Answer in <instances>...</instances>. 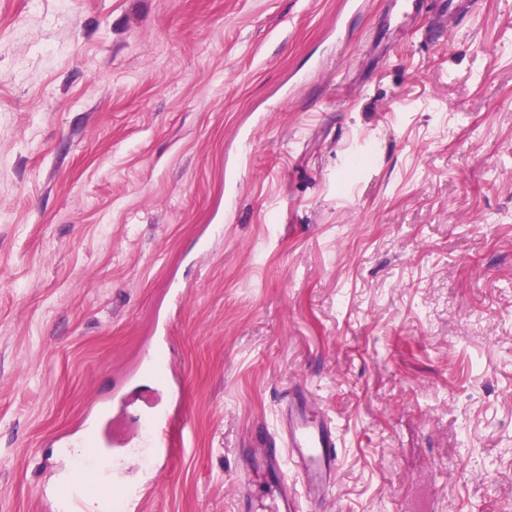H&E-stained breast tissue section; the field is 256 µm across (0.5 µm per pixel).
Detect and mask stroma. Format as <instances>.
Returning a JSON list of instances; mask_svg holds the SVG:
<instances>
[{
	"instance_id": "35a3bbf8",
	"label": "stroma",
	"mask_w": 512,
	"mask_h": 512,
	"mask_svg": "<svg viewBox=\"0 0 512 512\" xmlns=\"http://www.w3.org/2000/svg\"><path fill=\"white\" fill-rule=\"evenodd\" d=\"M0 0V512L64 441L236 512L304 388L332 501L512 512V0ZM184 416L178 412L171 413L167 409H159L145 416L143 433L145 436L143 447L147 448L146 456L162 458L168 448L173 446V430L183 424Z\"/></svg>"
}]
</instances>
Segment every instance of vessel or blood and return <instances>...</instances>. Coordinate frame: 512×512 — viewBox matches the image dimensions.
Masks as SVG:
<instances>
[{"mask_svg": "<svg viewBox=\"0 0 512 512\" xmlns=\"http://www.w3.org/2000/svg\"><path fill=\"white\" fill-rule=\"evenodd\" d=\"M184 421L179 413L160 409L146 416L143 446L147 456L164 457L173 445V431ZM260 453L253 460L237 495L238 512H258L252 496L260 485L270 512H299L298 492L316 503L329 500L339 473V437L332 421L318 411L303 391L288 398V410L278 434L258 428L252 434ZM293 465L297 480L289 482L286 465ZM108 497L109 489L95 465H84L80 477L59 487L55 496L60 512H85L89 495Z\"/></svg>", "mask_w": 512, "mask_h": 512, "instance_id": "1", "label": "vessel or blood"}]
</instances>
